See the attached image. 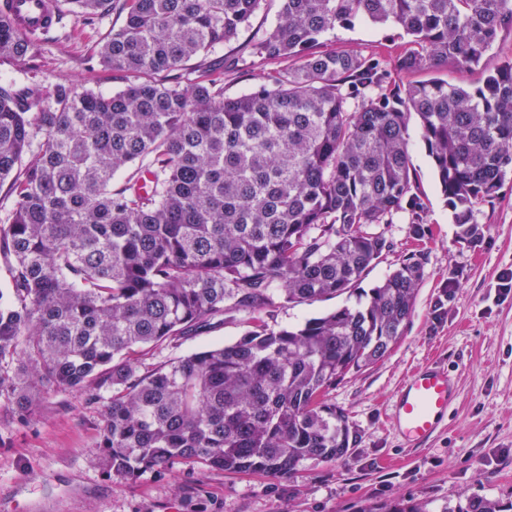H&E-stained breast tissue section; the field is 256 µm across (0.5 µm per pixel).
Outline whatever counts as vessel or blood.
I'll use <instances>...</instances> for the list:
<instances>
[{"instance_id": "vessel-or-blood-1", "label": "vessel or blood", "mask_w": 512, "mask_h": 512, "mask_svg": "<svg viewBox=\"0 0 512 512\" xmlns=\"http://www.w3.org/2000/svg\"><path fill=\"white\" fill-rule=\"evenodd\" d=\"M11 4V19L26 34H47L62 20L57 0H11ZM454 400V382L447 369L421 366L397 389L390 404V424L407 445H418L432 437Z\"/></svg>"}]
</instances>
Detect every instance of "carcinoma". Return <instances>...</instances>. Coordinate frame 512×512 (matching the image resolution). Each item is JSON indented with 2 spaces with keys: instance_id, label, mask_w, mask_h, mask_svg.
Returning <instances> with one entry per match:
<instances>
[{
  "instance_id": "carcinoma-1",
  "label": "carcinoma",
  "mask_w": 512,
  "mask_h": 512,
  "mask_svg": "<svg viewBox=\"0 0 512 512\" xmlns=\"http://www.w3.org/2000/svg\"><path fill=\"white\" fill-rule=\"evenodd\" d=\"M78 17L114 8L99 65L137 80L111 94L0 82V396L21 423L58 390L110 393L105 470L134 478L180 460L229 473L286 477L334 461L353 434L325 400L403 336L424 275L405 256L365 303L296 328L262 312L336 297L390 248L381 226L411 215L425 236L407 137L422 140L459 239L481 246L475 205L512 172V59L482 84L402 74L484 64L512 30V0H281L249 46L260 69L224 95V69L188 63L234 40L265 0H67ZM0 5V61L35 42ZM355 19L393 25L410 47L392 66L322 48ZM272 62L285 66L267 72ZM40 104L31 112V105ZM123 176L119 186L114 180ZM243 314L233 343L139 373L136 346L157 345ZM467 512H504L486 498Z\"/></svg>"
}]
</instances>
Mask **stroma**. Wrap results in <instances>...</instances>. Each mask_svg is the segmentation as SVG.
<instances>
[{
	"mask_svg": "<svg viewBox=\"0 0 512 512\" xmlns=\"http://www.w3.org/2000/svg\"><path fill=\"white\" fill-rule=\"evenodd\" d=\"M280 0H265L232 44L209 54L224 68V92L236 95L256 83L248 47L275 23ZM63 23L39 37L22 63H0V79L35 83L50 92L57 83L109 93L126 77L99 67L95 54L122 15L90 20L63 9ZM327 48L374 54L389 61L407 47L402 30L364 20L328 33ZM416 186L426 203V235H410L402 212L386 225L389 251L351 292L310 304L276 301L268 323L296 327L342 306L353 307L412 251L425 256L414 314L399 342L380 361L350 375L327 400L344 410L357 437L333 462L306 463L286 478L189 467L135 478L107 474L100 464L102 401L90 392L58 391L41 398L29 424L0 408V512H359L367 503L424 502L429 512H454L466 496L512 505V295L498 284L512 274V173L498 195L477 204L474 217L486 231L481 247L460 242L420 137L408 126ZM456 285H449V277ZM248 328L237 315L137 353L147 372L169 360L233 342ZM435 363L449 368L458 396L448 420L430 439L403 446L386 421L392 398L413 368ZM198 493L188 499L186 485Z\"/></svg>",
	"mask_w": 512,
	"mask_h": 512,
	"instance_id": "1",
	"label": "stroma"
}]
</instances>
